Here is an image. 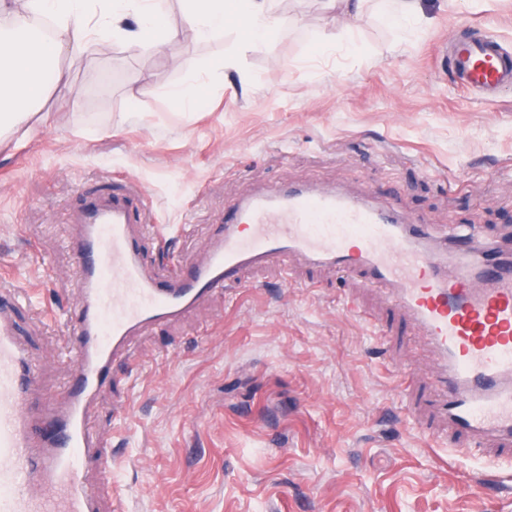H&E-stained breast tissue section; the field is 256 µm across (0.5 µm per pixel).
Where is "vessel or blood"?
Returning a JSON list of instances; mask_svg holds the SVG:
<instances>
[{
  "label": "vessel or blood",
  "mask_w": 512,
  "mask_h": 512,
  "mask_svg": "<svg viewBox=\"0 0 512 512\" xmlns=\"http://www.w3.org/2000/svg\"><path fill=\"white\" fill-rule=\"evenodd\" d=\"M448 67L467 89L495 98L512 89V51L482 32L448 43ZM166 247L164 225L139 212L90 201L70 240L82 297L61 337L73 378L61 405L33 412L38 372L14 317L18 288L0 289V512H99L87 477L99 449L88 420L112 362L134 336L181 319L247 271L301 257L362 275L408 313L441 365L438 408L462 435V453L512 441V247L453 230L434 246L420 225L336 191L290 187L231 207L206 259L162 277L143 260V241ZM40 485L47 498L30 493Z\"/></svg>",
  "instance_id": "1"
}]
</instances>
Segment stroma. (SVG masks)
Masks as SVG:
<instances>
[{"label":"stroma","mask_w":512,"mask_h":512,"mask_svg":"<svg viewBox=\"0 0 512 512\" xmlns=\"http://www.w3.org/2000/svg\"><path fill=\"white\" fill-rule=\"evenodd\" d=\"M398 22L324 0H278V30L244 46L186 34L95 37L61 56L29 141L0 135V257L34 300L75 307L70 226L87 196L166 225L203 260L224 210L285 184L333 189L402 217L512 237V91L459 84L439 48L461 23L512 49V0H416ZM194 85L192 107L172 97ZM215 292L136 337L91 422L112 472L103 512H512V454H455L437 361L382 291L302 259ZM38 393L71 376L61 327L21 316Z\"/></svg>","instance_id":"35a3bbf8"}]
</instances>
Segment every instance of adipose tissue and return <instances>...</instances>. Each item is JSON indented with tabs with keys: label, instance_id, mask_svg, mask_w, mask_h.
<instances>
[{
	"label": "adipose tissue",
	"instance_id": "ef3b65f1",
	"mask_svg": "<svg viewBox=\"0 0 512 512\" xmlns=\"http://www.w3.org/2000/svg\"><path fill=\"white\" fill-rule=\"evenodd\" d=\"M275 0H184V13L196 38L222 35L228 18L239 14L247 20V44L260 42L280 21ZM169 0H25L15 9L14 0H0V116L13 135L25 139L31 109L48 91L46 77L66 53L82 54L99 32L120 40L177 39L178 28L167 24ZM50 18L51 40L36 35L32 16Z\"/></svg>",
	"mask_w": 512,
	"mask_h": 512
}]
</instances>
